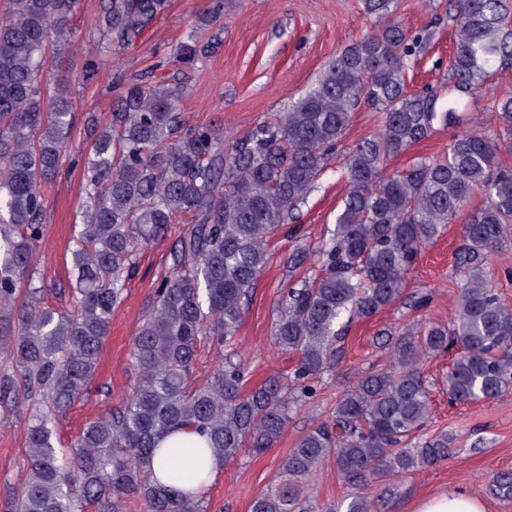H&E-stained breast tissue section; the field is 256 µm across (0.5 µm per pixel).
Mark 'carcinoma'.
<instances>
[{
	"label": "carcinoma",
	"instance_id": "1",
	"mask_svg": "<svg viewBox=\"0 0 512 512\" xmlns=\"http://www.w3.org/2000/svg\"><path fill=\"white\" fill-rule=\"evenodd\" d=\"M8 3L0 17V348L10 351L15 370L0 376V397L23 393L38 407L29 415L21 491L0 512H79L83 503L126 512L131 502L142 512H207V455L229 465L244 448L274 447L292 409L311 402L316 379L339 364L348 327L400 299L421 246L458 220L463 245L453 261L460 284L451 324L408 323L389 333L390 365L356 377L332 417L290 449L250 512H373L362 496L345 506L314 499L310 483L323 463L334 460L344 482L362 486L445 460L448 435L412 443L431 415L421 364L432 353L457 349L442 380L452 404L512 389V310L498 301L484 267L490 251L512 241V169L499 164L501 149L512 147V96L493 107L502 136L471 126L442 157L386 173L390 159L436 127L467 123L460 97L512 69L505 0L447 7L454 49L444 105L433 91L407 90L406 73L430 37L401 26L394 0H364L373 31L337 53L302 96L240 137L217 124L185 127L176 80L147 86L133 79L107 120L87 118L92 146L83 163L69 312L43 306L38 288L19 306L17 291L44 236L45 187L60 172L72 125L67 77L53 75L51 94L43 78L52 68L48 49L63 53L71 44L72 0ZM167 8L168 0H108L97 50L128 45ZM206 54L195 39L177 52L190 65ZM364 105L382 114V124L345 158L347 191L334 228L315 250L289 257L293 268L310 259L317 267L277 306L272 342L297 357L294 370L247 391V367L227 354L195 383L201 342L232 343L267 265L269 240L297 219ZM475 194L485 204L465 217ZM183 215L192 224L131 341V392L83 430L70 455L58 456L56 417L95 377L138 251ZM183 427L206 447L158 448ZM159 452L168 461L162 480L153 473ZM492 486L512 498V475L494 477Z\"/></svg>",
	"mask_w": 512,
	"mask_h": 512
}]
</instances>
